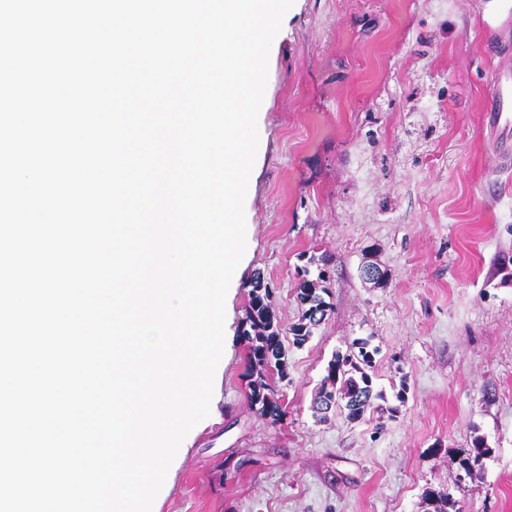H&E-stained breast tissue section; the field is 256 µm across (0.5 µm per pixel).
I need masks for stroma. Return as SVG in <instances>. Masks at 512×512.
Here are the masks:
<instances>
[{"mask_svg": "<svg viewBox=\"0 0 512 512\" xmlns=\"http://www.w3.org/2000/svg\"><path fill=\"white\" fill-rule=\"evenodd\" d=\"M489 13L294 0L269 54L224 371L157 512H424L427 488L457 512H512V170L484 105L500 62ZM306 271L325 272L332 310L297 346ZM257 273L288 353L276 423L248 397L239 335ZM358 339L380 399L361 420H317L328 362ZM478 439L490 453L471 478Z\"/></svg>", "mask_w": 512, "mask_h": 512, "instance_id": "stroma-1", "label": "stroma"}]
</instances>
